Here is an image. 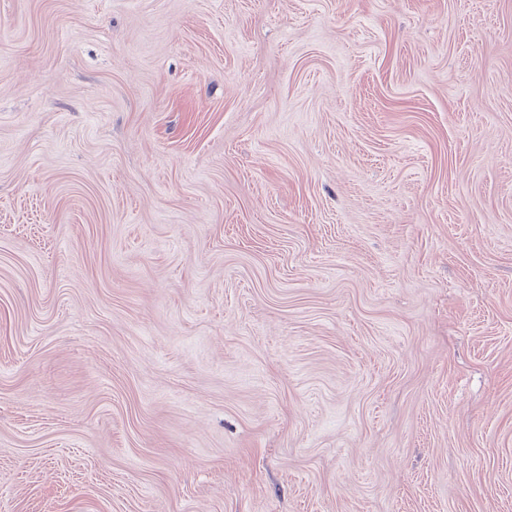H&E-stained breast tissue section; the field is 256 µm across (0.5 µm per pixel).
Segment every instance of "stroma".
Listing matches in <instances>:
<instances>
[{
	"label": "stroma",
	"instance_id": "stroma-1",
	"mask_svg": "<svg viewBox=\"0 0 512 512\" xmlns=\"http://www.w3.org/2000/svg\"><path fill=\"white\" fill-rule=\"evenodd\" d=\"M0 512H512V0H0Z\"/></svg>",
	"mask_w": 512,
	"mask_h": 512
}]
</instances>
